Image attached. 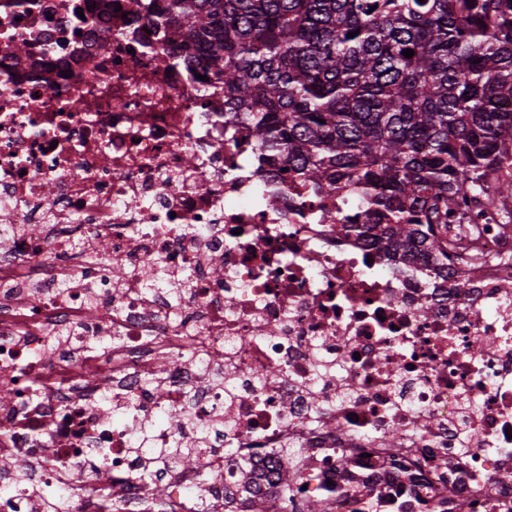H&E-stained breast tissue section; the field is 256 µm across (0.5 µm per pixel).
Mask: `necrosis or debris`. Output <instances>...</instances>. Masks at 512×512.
<instances>
[{
	"instance_id": "obj_1",
	"label": "necrosis or debris",
	"mask_w": 512,
	"mask_h": 512,
	"mask_svg": "<svg viewBox=\"0 0 512 512\" xmlns=\"http://www.w3.org/2000/svg\"><path fill=\"white\" fill-rule=\"evenodd\" d=\"M127 3L0 0V512H37L19 465L51 490L108 474L104 512H142L132 443L156 420L159 442L224 425L205 451L219 480L162 470L176 504L270 493L291 446L297 500L334 512H512V201L449 213L465 284L428 255L398 269L353 232L374 221L356 190L293 182L225 124L223 83L161 16ZM75 236L111 249L85 261ZM157 262L197 286L145 288ZM188 336L203 350L173 363Z\"/></svg>"
}]
</instances>
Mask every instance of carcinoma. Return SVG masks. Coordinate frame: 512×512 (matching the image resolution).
I'll use <instances>...</instances> for the list:
<instances>
[{"label": "carcinoma", "mask_w": 512, "mask_h": 512, "mask_svg": "<svg viewBox=\"0 0 512 512\" xmlns=\"http://www.w3.org/2000/svg\"><path fill=\"white\" fill-rule=\"evenodd\" d=\"M165 16L224 83L225 123L250 125L301 184L358 189L378 218L362 233L385 253L445 268L442 220L462 192L512 197L494 177L512 153V0H168ZM208 433L150 452L206 484ZM299 482L282 475L247 510L331 512L327 498L296 506Z\"/></svg>", "instance_id": "obj_1"}]
</instances>
